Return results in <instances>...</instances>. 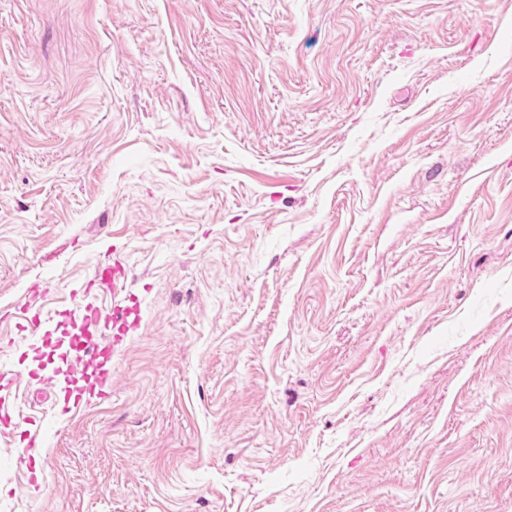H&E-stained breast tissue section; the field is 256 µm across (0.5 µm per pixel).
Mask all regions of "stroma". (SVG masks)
<instances>
[{
	"label": "stroma",
	"instance_id": "obj_1",
	"mask_svg": "<svg viewBox=\"0 0 512 512\" xmlns=\"http://www.w3.org/2000/svg\"><path fill=\"white\" fill-rule=\"evenodd\" d=\"M0 370V512H512V0H0ZM81 301L79 310L70 313L67 321L72 325H80L85 331L100 323V307L96 297L91 295L88 289L83 291ZM138 319L131 318V313L124 301L113 297L112 299V314L108 316L105 324H111L112 327V342L106 345H99L93 341L86 343L87 356L80 359V364L75 365L73 362L67 364V371L70 377L77 381L85 379L89 371L98 372L96 384L90 386H69L65 387L59 396V405L62 412H70L87 404L92 395L96 385L100 388L105 387L111 377V373L102 370V367L112 354L118 349L119 345L126 337L129 331L137 326ZM16 384V378L11 373H0V423L2 426L8 427L20 420L22 414L14 407L5 406V399L10 396Z\"/></svg>",
	"mask_w": 512,
	"mask_h": 512
}]
</instances>
